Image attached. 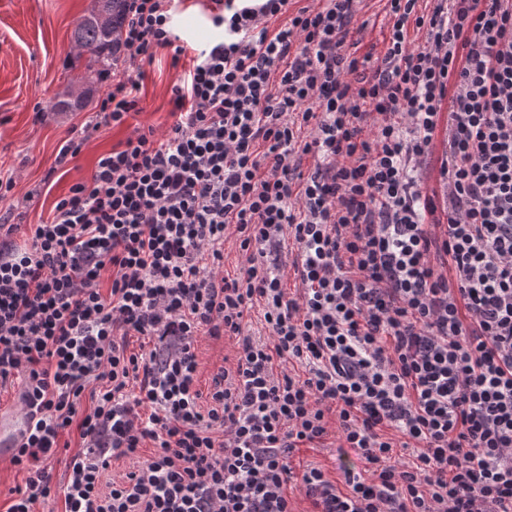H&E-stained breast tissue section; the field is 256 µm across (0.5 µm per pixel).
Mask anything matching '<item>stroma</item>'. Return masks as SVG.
I'll list each match as a JSON object with an SVG mask.
<instances>
[{
	"mask_svg": "<svg viewBox=\"0 0 512 512\" xmlns=\"http://www.w3.org/2000/svg\"><path fill=\"white\" fill-rule=\"evenodd\" d=\"M95 0H0V169L12 172L13 188L0 202V221L17 225L24 242L25 225L40 223L69 187L89 180L97 156L135 132L163 134L172 124L171 89L181 71L169 50H157L144 65L137 112L117 127H96L95 107L107 86L95 81L88 103L77 112L53 111V103L77 90L87 62L76 59L73 31ZM355 39L362 49H382L387 19L382 0H368L359 12ZM178 32L199 43L215 33L206 0H186L174 17ZM85 131L80 154L58 165L60 147L73 132Z\"/></svg>",
	"mask_w": 512,
	"mask_h": 512,
	"instance_id": "35a3bbf8",
	"label": "stroma"
}]
</instances>
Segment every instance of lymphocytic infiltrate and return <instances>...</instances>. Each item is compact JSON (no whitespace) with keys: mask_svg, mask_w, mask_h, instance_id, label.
<instances>
[{"mask_svg":"<svg viewBox=\"0 0 512 512\" xmlns=\"http://www.w3.org/2000/svg\"><path fill=\"white\" fill-rule=\"evenodd\" d=\"M182 2L130 0L132 72L97 111L123 124L172 49L165 134L102 154L24 244L0 225V386L24 374L31 421L6 512L58 490L71 429L63 512H295L292 488L309 512H512V0H386L375 59L348 41L361 0H210L203 46ZM201 336L234 348L205 391ZM332 443L362 471L292 467ZM208 0H187L174 17V26L178 32L190 36L198 43H205L216 32L206 10ZM181 12H183L181 14ZM64 442H69L71 448L62 449L61 452L57 455V457L51 462V473L53 482L55 484H63L66 481V473H67V463L70 455L75 453L79 448L77 446V437L76 434L72 433L70 435L64 434L61 438V444Z\"/></svg>","mask_w":512,"mask_h":512,"instance_id":"lymphocytic-infiltrate-1","label":"lymphocytic infiltrate"}]
</instances>
